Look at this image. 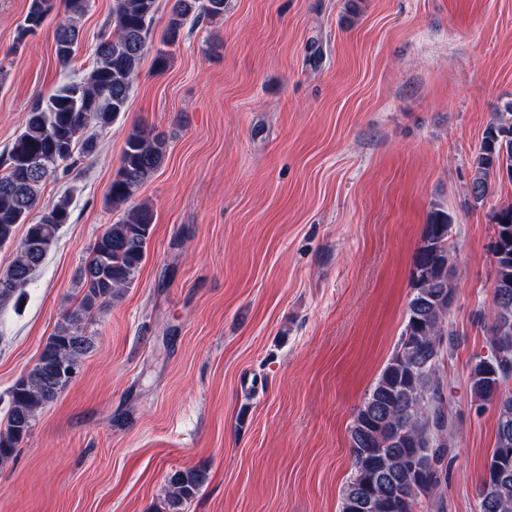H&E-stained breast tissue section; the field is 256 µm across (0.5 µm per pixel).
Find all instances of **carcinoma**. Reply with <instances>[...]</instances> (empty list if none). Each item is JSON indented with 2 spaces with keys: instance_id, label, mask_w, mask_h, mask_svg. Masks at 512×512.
Wrapping results in <instances>:
<instances>
[{
  "instance_id": "1",
  "label": "carcinoma",
  "mask_w": 512,
  "mask_h": 512,
  "mask_svg": "<svg viewBox=\"0 0 512 512\" xmlns=\"http://www.w3.org/2000/svg\"><path fill=\"white\" fill-rule=\"evenodd\" d=\"M90 0H62L55 54L67 67L79 46L77 19ZM53 0H31L18 26L23 40L45 21ZM157 0H114L112 20L94 49V62L79 79L61 84L47 97L36 98L26 121L0 156V246L14 242L19 225L25 236L0 274V302L19 298L71 218L65 196L29 221L36 209L41 185L63 163L79 155L89 159L97 149L96 128L112 124L126 111L141 60L152 48ZM224 13V0H174L166 29L156 49L155 63L167 61L166 47L174 44L191 16ZM512 103L497 114L484 131L473 160L470 195L484 201L492 180L502 169L512 172ZM166 140L153 129L136 126L126 137L120 168L109 184L106 200L120 217L96 239L78 272L75 304L47 339L36 363L20 377L8 394L0 425V464L11 459L30 434L38 413L53 403L77 373L79 363L93 347L84 333L92 314L119 298L136 281L146 257L154 214L132 199L162 166ZM448 214L430 216L411 270L408 320L397 349L377 383L358 410L349 431L354 471L345 487L341 512H357L353 503L366 492V512H412L415 499L433 491L440 482L442 459L451 449L432 444L431 419L443 402L439 357L453 354L456 338L448 324L449 301L455 293L456 271L448 246ZM493 248L502 251L495 263L494 282L508 285V295L492 308L494 353L470 364L472 398L488 403L496 383L504 401L497 412L495 446L485 466L478 512H512V204L495 214ZM207 480L204 468L178 469L168 474L167 512H184L185 505Z\"/></svg>"
}]
</instances>
